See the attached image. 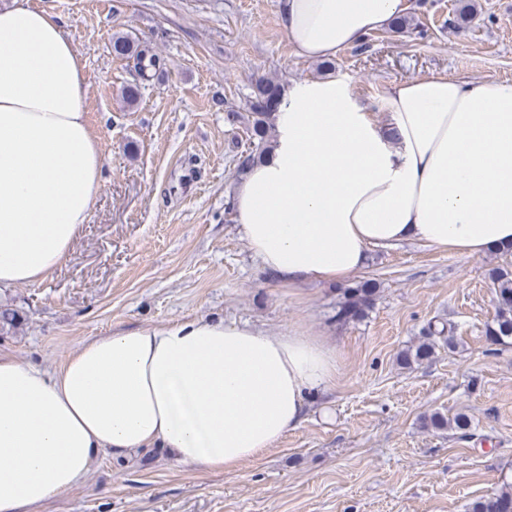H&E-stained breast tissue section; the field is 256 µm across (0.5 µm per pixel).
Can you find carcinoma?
<instances>
[{"label":"carcinoma","instance_id":"cac0c4a2","mask_svg":"<svg viewBox=\"0 0 512 512\" xmlns=\"http://www.w3.org/2000/svg\"><path fill=\"white\" fill-rule=\"evenodd\" d=\"M476 11L475 0H462L456 9L452 20L454 28L464 30ZM112 54L117 58H133L142 79L150 77V73L160 67L159 57L151 47L144 45L123 33L112 35ZM282 87L272 77L260 76L254 80L251 94V109L253 125L250 134L251 148L241 153L237 168L244 173L263 159L269 148L270 138L274 131L273 116L275 110L268 105L269 96L280 98ZM496 284V310L493 319L486 324L485 335L496 343L512 341V271L498 268L494 271ZM378 290L374 279L362 280L344 289L342 301L336 309V320L349 322L365 317L372 307ZM22 323V316L13 308L0 306V334L15 331ZM447 328L428 326V337L419 344L402 351L398 355L400 364L409 367L431 358L437 347V339H442L446 345H451L450 338L445 336ZM430 426L436 430H453L464 436L472 427L470 418L465 414H457L453 418L436 412L429 418ZM469 512H512V489L503 490L490 497H482L469 506Z\"/></svg>","mask_w":512,"mask_h":512}]
</instances>
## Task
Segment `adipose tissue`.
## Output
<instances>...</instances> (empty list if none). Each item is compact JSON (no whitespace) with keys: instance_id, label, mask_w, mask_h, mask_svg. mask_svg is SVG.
I'll return each mask as SVG.
<instances>
[{"instance_id":"adipose-tissue-1","label":"adipose tissue","mask_w":512,"mask_h":512,"mask_svg":"<svg viewBox=\"0 0 512 512\" xmlns=\"http://www.w3.org/2000/svg\"><path fill=\"white\" fill-rule=\"evenodd\" d=\"M412 9L279 0L289 43L310 60ZM85 96L60 18L34 0L0 7V290L59 267L104 188ZM231 206L249 252L292 287L344 282L369 249L403 241L467 255L512 246V83L403 80L374 103L333 77L297 84ZM336 363L321 337L205 317L92 337L52 370L0 356V512H35L108 450L234 470L305 420Z\"/></svg>"}]
</instances>
